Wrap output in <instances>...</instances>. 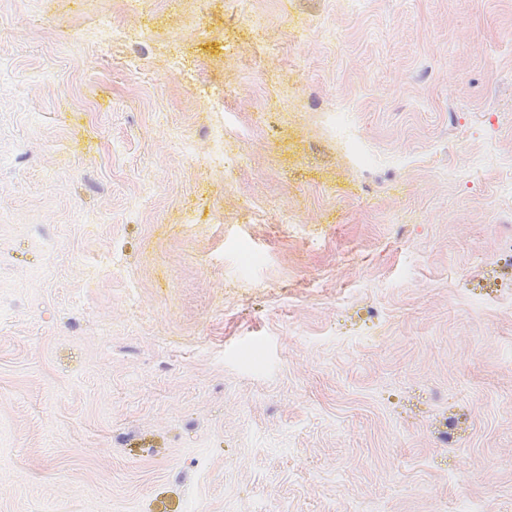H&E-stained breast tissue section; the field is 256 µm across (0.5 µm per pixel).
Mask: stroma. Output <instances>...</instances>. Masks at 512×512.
Returning <instances> with one entry per match:
<instances>
[{
	"mask_svg": "<svg viewBox=\"0 0 512 512\" xmlns=\"http://www.w3.org/2000/svg\"><path fill=\"white\" fill-rule=\"evenodd\" d=\"M506 157L512 0H0V512H512Z\"/></svg>",
	"mask_w": 512,
	"mask_h": 512,
	"instance_id": "1",
	"label": "stroma"
}]
</instances>
